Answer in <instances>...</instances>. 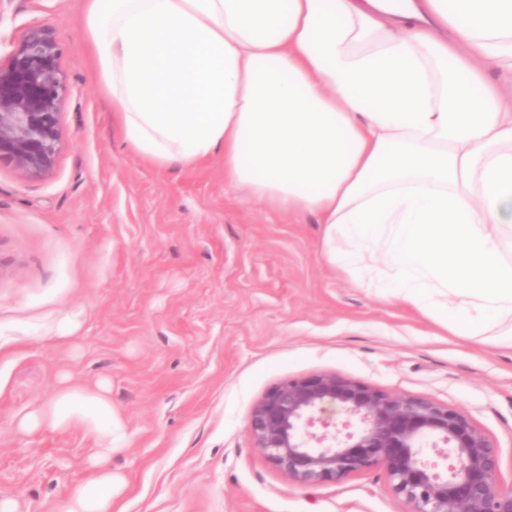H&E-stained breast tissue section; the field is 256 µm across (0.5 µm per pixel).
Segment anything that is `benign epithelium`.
<instances>
[{"label": "benign epithelium", "instance_id": "1", "mask_svg": "<svg viewBox=\"0 0 512 512\" xmlns=\"http://www.w3.org/2000/svg\"><path fill=\"white\" fill-rule=\"evenodd\" d=\"M59 58L53 32L37 23L0 63V162L24 178L47 175L56 162L67 94ZM329 406L345 416L342 425ZM250 430L255 447L300 485L337 483L380 466L409 512H512L496 445L459 408L320 374L270 389ZM427 448L448 460L447 475L423 459Z\"/></svg>", "mask_w": 512, "mask_h": 512}]
</instances>
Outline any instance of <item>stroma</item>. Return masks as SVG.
<instances>
[{
    "label": "stroma",
    "instance_id": "obj_1",
    "mask_svg": "<svg viewBox=\"0 0 512 512\" xmlns=\"http://www.w3.org/2000/svg\"><path fill=\"white\" fill-rule=\"evenodd\" d=\"M84 0H0V60L49 26L68 82L51 173L0 164V502L59 512L89 477L77 427L21 430L62 379L106 384L124 512H408L382 467L305 487L255 448L272 387L332 373L465 411L512 484V349L467 340L337 273L323 225L272 212L224 161L158 170L95 81Z\"/></svg>",
    "mask_w": 512,
    "mask_h": 512
}]
</instances>
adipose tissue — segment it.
Wrapping results in <instances>:
<instances>
[{"mask_svg": "<svg viewBox=\"0 0 512 512\" xmlns=\"http://www.w3.org/2000/svg\"><path fill=\"white\" fill-rule=\"evenodd\" d=\"M82 25L126 148L222 158L250 198L315 215L353 281L512 348V0H87ZM30 422L102 461L124 436L101 384ZM122 487L102 465L60 512H116Z\"/></svg>", "mask_w": 512, "mask_h": 512, "instance_id": "obj_1", "label": "adipose tissue"}]
</instances>
